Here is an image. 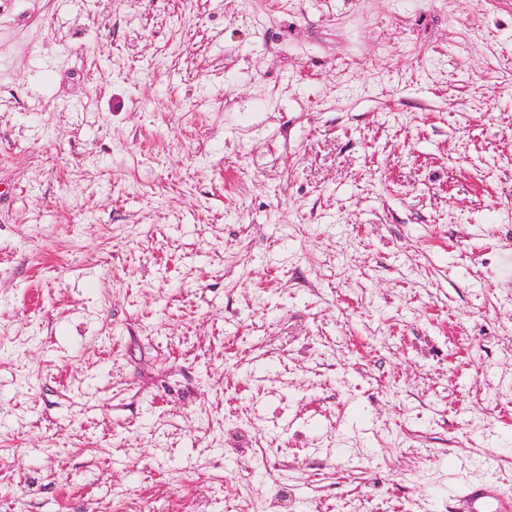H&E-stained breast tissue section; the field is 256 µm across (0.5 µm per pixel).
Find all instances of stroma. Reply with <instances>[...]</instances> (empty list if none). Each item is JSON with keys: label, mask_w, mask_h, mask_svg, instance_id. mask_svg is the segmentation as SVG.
Wrapping results in <instances>:
<instances>
[{"label": "stroma", "mask_w": 512, "mask_h": 512, "mask_svg": "<svg viewBox=\"0 0 512 512\" xmlns=\"http://www.w3.org/2000/svg\"><path fill=\"white\" fill-rule=\"evenodd\" d=\"M512 0H0V512L512 497Z\"/></svg>", "instance_id": "35a3bbf8"}]
</instances>
